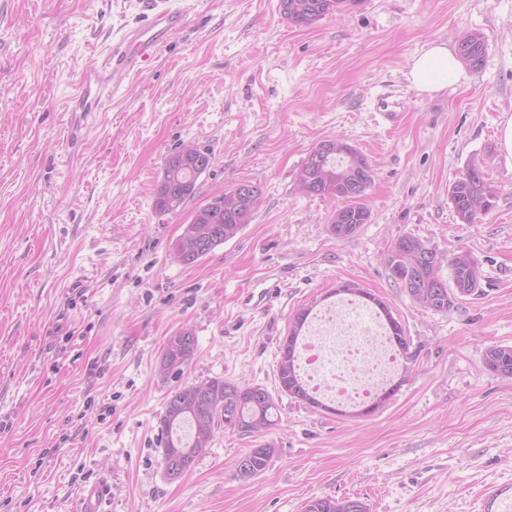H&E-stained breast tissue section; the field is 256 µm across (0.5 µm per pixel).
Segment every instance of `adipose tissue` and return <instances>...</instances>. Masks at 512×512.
Listing matches in <instances>:
<instances>
[{
  "instance_id": "obj_1",
  "label": "adipose tissue",
  "mask_w": 512,
  "mask_h": 512,
  "mask_svg": "<svg viewBox=\"0 0 512 512\" xmlns=\"http://www.w3.org/2000/svg\"><path fill=\"white\" fill-rule=\"evenodd\" d=\"M463 77L459 58L446 44L440 42L428 43L410 62L408 79L412 87L423 94L441 92Z\"/></svg>"
}]
</instances>
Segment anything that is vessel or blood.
I'll return each mask as SVG.
<instances>
[{
    "label": "vessel or blood",
    "mask_w": 512,
    "mask_h": 512,
    "mask_svg": "<svg viewBox=\"0 0 512 512\" xmlns=\"http://www.w3.org/2000/svg\"><path fill=\"white\" fill-rule=\"evenodd\" d=\"M145 8L151 12V20L128 30L121 40L113 45L111 53L97 69L87 70L79 91L74 98L75 110L82 116L98 111L108 89L111 75L135 73L166 41L169 34L182 22L181 13L158 10L156 0H144ZM109 491L100 485H91L82 490L74 504L73 512H104L109 500ZM481 512H512V482L489 485L481 499Z\"/></svg>",
    "instance_id": "b4317fda"
}]
</instances>
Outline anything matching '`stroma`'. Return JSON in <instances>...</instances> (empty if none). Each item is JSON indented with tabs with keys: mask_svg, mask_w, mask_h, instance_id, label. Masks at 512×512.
<instances>
[{
	"mask_svg": "<svg viewBox=\"0 0 512 512\" xmlns=\"http://www.w3.org/2000/svg\"><path fill=\"white\" fill-rule=\"evenodd\" d=\"M185 20L136 74L116 76L99 112L69 109L85 70L143 18L140 0H0V512H70L104 484L106 512H302L326 495L369 512H479L484 487L512 482V378L484 353L512 345V0H355L309 28L280 0H163ZM481 33L480 69L427 96L407 79L429 42ZM343 138L374 165L370 224L340 241L333 199L299 193L316 144ZM212 149L197 193L174 215L153 201L169 153ZM495 191L475 224L448 187L471 163ZM261 205L192 266L173 258L195 210L234 184ZM410 234L444 266L479 261V289L446 312L412 303L388 248ZM353 282L383 300L420 349L410 380L368 417L281 392L292 316ZM270 307L247 301L271 285ZM198 348L180 380L159 376L183 326ZM214 377L265 387L264 434L217 432L180 479L161 461L159 418L175 383ZM270 446L247 482L235 462ZM430 479L410 473L428 462ZM273 450L269 446L266 448H252L249 451L242 454L237 458L235 463V471L236 476L240 481H249L259 473H261L268 465V462L272 456ZM246 456L250 460V471L249 474H243L242 471L246 470L245 467L242 466V471L240 470L239 462L240 459Z\"/></svg>",
	"mask_w": 512,
	"mask_h": 512,
	"instance_id": "1",
	"label": "stroma"
}]
</instances>
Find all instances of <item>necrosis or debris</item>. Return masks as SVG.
I'll return each mask as SVG.
<instances>
[{
  "label": "necrosis or debris",
  "instance_id": "obj_1",
  "mask_svg": "<svg viewBox=\"0 0 512 512\" xmlns=\"http://www.w3.org/2000/svg\"><path fill=\"white\" fill-rule=\"evenodd\" d=\"M396 361L381 340L380 325L351 302L321 314L299 350L303 377L312 390L348 404L369 398Z\"/></svg>",
  "mask_w": 512,
  "mask_h": 512
}]
</instances>
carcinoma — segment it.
<instances>
[{
  "label": "carcinoma",
  "instance_id": "carcinoma-1",
  "mask_svg": "<svg viewBox=\"0 0 512 512\" xmlns=\"http://www.w3.org/2000/svg\"><path fill=\"white\" fill-rule=\"evenodd\" d=\"M355 0H280V9L288 22L297 27H311L328 15L339 13ZM460 58L472 69H479L485 57L483 36L470 32L458 41ZM329 154L321 161L307 159L297 174L298 191L307 197L333 198L338 206L330 217L331 231H340L337 239L354 237L363 225L370 223L371 211L364 201L372 186L374 171L371 161L356 147L342 139L323 144ZM213 154L207 147L187 153L176 147L166 158L163 176L158 185L153 208L157 215L176 214L196 189L198 178L211 168ZM254 202L237 192L233 186L219 197L198 208L192 221L183 227L175 243L174 258L183 265H193L214 249L235 238L250 223L259 208L260 192L251 187ZM488 196L493 206L494 190L486 182L481 165L472 163L465 174L448 186V197L462 224H475L480 218L472 212L473 201ZM386 265L395 282L402 285L417 306L435 312H446L461 296L473 293L479 286L482 272L478 260L466 249L448 257L454 283L449 289L438 274L440 261L434 249L420 238L403 235L388 249ZM310 315L302 309L291 322V330L280 347L278 380L280 388L298 402L313 407L321 403L305 383L298 365L297 344ZM387 339L402 361L404 380H409L418 361L420 349L405 336L402 325L387 328ZM197 336L184 326L166 340L162 353L177 367L186 365L197 350ZM486 368L502 377L512 378V345L495 344L485 350ZM205 384L207 396H198L190 385L175 386L169 393L160 416L162 463L164 470L172 464L181 466L180 474L191 469L199 453L211 446L214 426L242 435H258L275 424L278 406L272 394L260 385L237 384L214 377ZM273 449L251 448L244 453L250 460V471L242 473L235 466L236 476L249 481L268 465ZM304 512H368L363 501L351 497H317L308 501Z\"/></svg>",
  "mask_w": 512,
  "mask_h": 512
}]
</instances>
